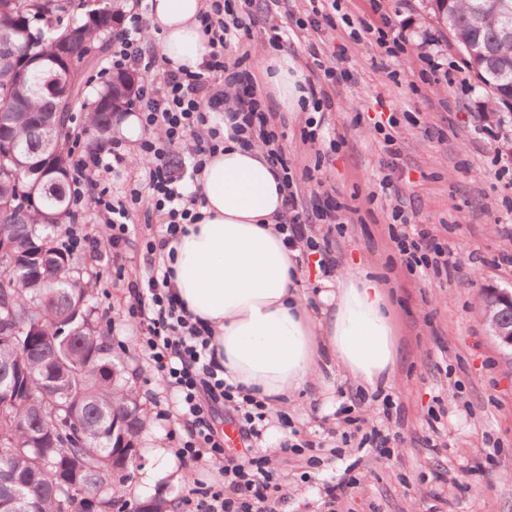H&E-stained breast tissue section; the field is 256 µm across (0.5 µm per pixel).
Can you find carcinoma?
<instances>
[{
  "label": "carcinoma",
  "instance_id": "obj_1",
  "mask_svg": "<svg viewBox=\"0 0 512 512\" xmlns=\"http://www.w3.org/2000/svg\"><path fill=\"white\" fill-rule=\"evenodd\" d=\"M126 0H0V142L17 147V156L0 152V234L15 257L0 264V295L13 299L11 331L0 328V364L16 373L11 400L0 404V468L17 482L0 494L20 496L38 512H89L72 494L76 483L96 499L95 512H124L123 487L132 473L113 477L114 455L124 446L137 454L147 424L128 371L112 359V340L93 320L89 289L83 286L80 259L61 250L59 235L69 218L67 186L71 127L55 141L62 172L47 195L28 187L26 204L16 201L17 176L27 164H46L38 123L52 99L46 84L67 92L65 112H85L84 134L92 152L112 142V120L126 108L136 87L126 75L113 77L93 98L85 95V74L101 61L112 35V15L123 16ZM448 35L466 65L495 96V105L512 112V8L497 0H448ZM99 48L94 55L82 47ZM25 59L38 64L21 73ZM41 323L29 334V324ZM71 456L77 472L63 483L53 464Z\"/></svg>",
  "mask_w": 512,
  "mask_h": 512
}]
</instances>
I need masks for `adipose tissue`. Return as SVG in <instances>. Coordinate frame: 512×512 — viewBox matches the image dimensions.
I'll use <instances>...</instances> for the list:
<instances>
[{
	"label": "adipose tissue",
	"mask_w": 512,
	"mask_h": 512,
	"mask_svg": "<svg viewBox=\"0 0 512 512\" xmlns=\"http://www.w3.org/2000/svg\"><path fill=\"white\" fill-rule=\"evenodd\" d=\"M204 0H151L150 18L171 68L198 70L208 54L198 14ZM266 81L282 110L298 107L300 79L288 54L270 55ZM204 203L187 234L172 241L165 265L188 312L214 330L230 382L272 408L315 382L333 360L365 390L387 386L396 346L378 281L358 268L324 281L313 313L297 281V250L276 228L285 195L262 151L225 140L201 175Z\"/></svg>",
	"instance_id": "adipose-tissue-1"
}]
</instances>
